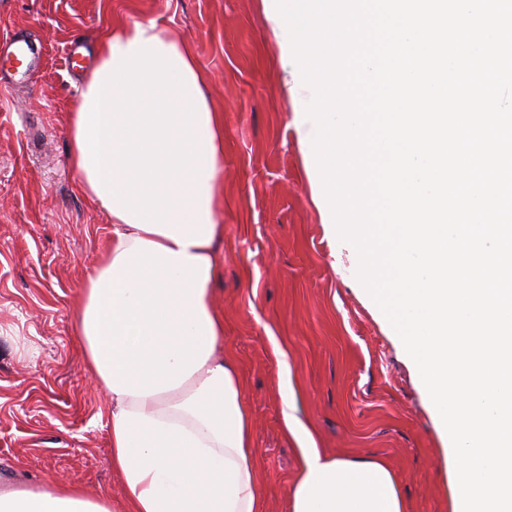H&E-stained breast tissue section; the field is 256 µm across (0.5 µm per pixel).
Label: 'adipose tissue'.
Instances as JSON below:
<instances>
[{"label":"adipose tissue","instance_id":"obj_1","mask_svg":"<svg viewBox=\"0 0 512 512\" xmlns=\"http://www.w3.org/2000/svg\"><path fill=\"white\" fill-rule=\"evenodd\" d=\"M191 51L154 22L112 24L70 121L69 160L112 239L74 317L109 403L125 512H266L224 316L212 300L224 234V116ZM280 413L302 458L290 512H411L394 471L318 447L275 348ZM0 512H112L76 486L0 489Z\"/></svg>","mask_w":512,"mask_h":512}]
</instances>
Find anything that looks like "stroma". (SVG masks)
I'll return each mask as SVG.
<instances>
[{
  "mask_svg": "<svg viewBox=\"0 0 512 512\" xmlns=\"http://www.w3.org/2000/svg\"><path fill=\"white\" fill-rule=\"evenodd\" d=\"M116 17L188 46L224 114L214 296L246 384L267 512H289L300 465L279 412L277 345L320 448L381 458L412 512H451L446 444L419 372L315 200L306 114L283 84L264 0H0V37L21 33L40 52L26 77L0 67V487L74 484L124 512L108 405L73 329L112 226L68 163L80 81Z\"/></svg>",
  "mask_w": 512,
  "mask_h": 512,
  "instance_id": "35a3bbf8",
  "label": "stroma"
}]
</instances>
